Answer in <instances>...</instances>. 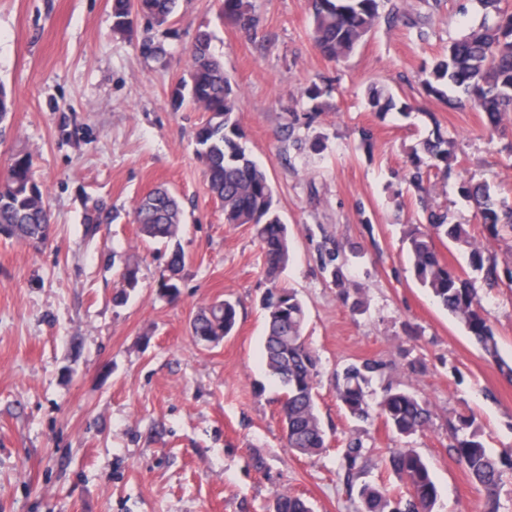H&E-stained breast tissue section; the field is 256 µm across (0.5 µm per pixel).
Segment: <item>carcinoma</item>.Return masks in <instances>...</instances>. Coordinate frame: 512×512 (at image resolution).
Listing matches in <instances>:
<instances>
[{
    "instance_id": "cac0c4a2",
    "label": "carcinoma",
    "mask_w": 512,
    "mask_h": 512,
    "mask_svg": "<svg viewBox=\"0 0 512 512\" xmlns=\"http://www.w3.org/2000/svg\"><path fill=\"white\" fill-rule=\"evenodd\" d=\"M380 0H310L312 36L319 52L337 63L346 60L364 41L379 18ZM504 0H481L495 17L491 25L482 24L469 30L448 46V52L434 59L424 70L421 81L424 93L442 97L443 87L456 86L464 92L462 106L485 116L488 129H500L503 117L512 112V10ZM176 10V0H112L113 30L127 31L134 15H142L162 26ZM221 14L229 21L245 26L253 24L249 0H220ZM190 66L171 92V104L178 109L190 98L207 119L196 132L198 157L201 160L211 194L224 208V223L250 224L259 240L263 266L271 283L259 300L264 313L266 336L263 360L269 374L285 389L280 417L287 447L314 457L328 445V434L316 405L318 358L303 334L305 306L297 292L278 285L280 272L289 260L288 227L283 224L276 206L274 190L265 172L250 158L238 139L237 97L224 74V64L211 52L210 35H197L189 53ZM373 111L386 114L409 108L397 102L386 89L372 86L368 92ZM430 164L423 165L413 154L410 181L420 191H428L424 179L430 170L451 168L453 142L438 134L423 144ZM458 193L473 204L477 223L485 237L495 239L503 230L512 232V205L498 197L490 183L463 178ZM84 222L109 224L112 210L97 200L84 205ZM184 214L177 195L168 188L157 187L141 196L134 208V222L149 239L170 243L178 236ZM426 225L409 230L405 236L415 278L434 298L467 329L482 353L496 365L502 376L512 383V362L499 353L497 336L489 322L481 299L470 282L447 263L436 248V241L469 250L472 270L483 273L491 288L503 281L512 286V267L499 268L496 255L477 242L468 225L451 224L448 213L427 211ZM50 215L41 186L34 176L33 154L27 150L13 153L6 179L0 183V233L8 239L43 244L49 240L46 224ZM320 266L325 278L338 290L342 302L351 311L363 306L359 289L349 285L345 268L361 252L324 238L318 247ZM185 255L176 245L169 254L168 268L172 282L161 280L162 295L174 300L180 294L178 273ZM120 301L138 288L137 260L126 263L121 274ZM237 324L236 303L230 299L209 303L199 309L191 327L202 344H218L232 334ZM385 364L363 358L347 363L334 373L336 397L350 417L367 421L378 415L400 439L406 441L427 430L433 420L431 404L411 392L386 384L380 401L372 403L367 388L383 375ZM451 444L457 460L466 468L481 491L486 512H496L505 468L512 469V449L498 456L490 454L480 439L475 418L458 417L449 425ZM371 463L364 442L349 438L341 451V469L346 493L355 504V512H434L438 490L428 464L407 446L389 451L388 463L405 486V494L392 495L385 488L362 483L360 479ZM273 512H312L307 500L288 492L275 494Z\"/></svg>"
}]
</instances>
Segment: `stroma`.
Masks as SVG:
<instances>
[{
	"instance_id": "1",
	"label": "stroma",
	"mask_w": 512,
	"mask_h": 512,
	"mask_svg": "<svg viewBox=\"0 0 512 512\" xmlns=\"http://www.w3.org/2000/svg\"><path fill=\"white\" fill-rule=\"evenodd\" d=\"M249 3L250 30L223 19L219 0H179L164 26L138 17L121 35L111 0H0V86L15 100L0 125V173L14 151H30L52 216L45 245L0 238V512H270L283 491L313 512H354L338 473L348 437L372 452L367 481L402 489L384 464L399 439L336 400L333 371L366 357L385 363L384 382L433 406L432 426L410 446L431 470L436 512L485 510L449 450L448 421L474 415L486 448H512V384L418 284L403 243L428 207L481 235L460 179L489 181L512 200V114L492 135L481 113L421 90L425 63L485 11L479 0H382L363 43L336 64L314 45L307 0ZM201 30L238 93L241 143L266 169L288 227L280 282L305 305L317 410L331 430L314 460L285 446L283 390L261 360L260 243L250 225L225 223L209 192L194 139L205 113L170 105ZM148 38L166 63L142 54ZM313 82L324 89L314 103L304 95ZM373 84L411 103L410 114L371 112ZM437 128L458 164L423 195L408 183L409 153ZM160 184L185 209L188 259L174 302L157 292L167 249L132 222L137 199ZM88 197L111 206L112 223L84 224ZM326 235L362 251L345 275L363 312L351 313L321 272ZM128 256L139 286L119 305ZM473 284L512 358V288ZM224 298L237 305L236 330L196 343L198 308Z\"/></svg>"
}]
</instances>
